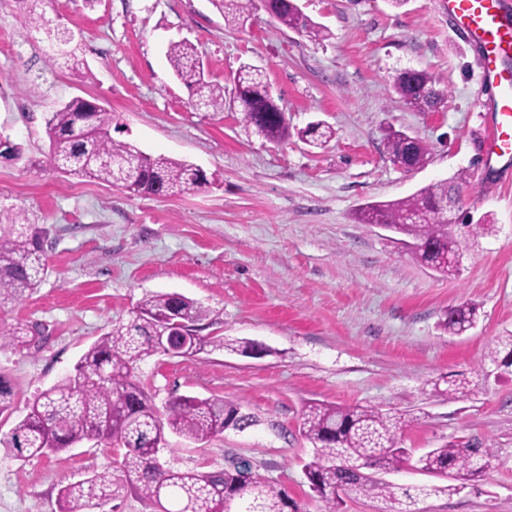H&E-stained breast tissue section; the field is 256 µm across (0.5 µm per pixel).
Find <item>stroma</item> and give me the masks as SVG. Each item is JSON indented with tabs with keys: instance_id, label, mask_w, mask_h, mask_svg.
Listing matches in <instances>:
<instances>
[{
	"instance_id": "stroma-1",
	"label": "stroma",
	"mask_w": 512,
	"mask_h": 512,
	"mask_svg": "<svg viewBox=\"0 0 512 512\" xmlns=\"http://www.w3.org/2000/svg\"><path fill=\"white\" fill-rule=\"evenodd\" d=\"M327 26L311 41L264 11L243 26L211 0H45L48 17L73 32L87 66L51 57L29 30L19 0H0V131L24 149L0 160V222L25 211L45 228L48 274L22 300L0 305V327L39 325L27 347L0 349L13 392L0 435L44 389L72 372L87 347L128 323L149 293L177 292L210 311L205 335L254 340L265 356L206 348L155 356L140 378L157 405L191 394L241 402L259 420L203 444L167 434L181 467L203 472L238 462L285 489L302 512H320L303 464L299 431L312 400L410 412L403 442L418 456L443 441L493 446L495 468L448 496L420 498L419 512H512V372L489 377L475 396L431 392L442 376H473L498 336L512 332V183L483 161L489 91L477 52L458 32L446 0H301ZM187 40L207 80L228 84L244 62L261 69L291 126L324 121L336 131L321 149L245 131L238 110L193 106L165 52ZM405 68L435 75L446 94L416 112L393 92ZM112 114L114 139L199 166L209 183L187 196H132L59 173L44 119L74 97ZM428 145L423 168L406 171L386 152L387 128ZM459 183L452 212L464 224L489 216L491 234L470 239L458 275L441 276L412 256L410 238L355 221L362 205L405 198L441 181ZM469 303L475 327L461 336L437 323ZM107 444L27 460H0V512H55L59 489L95 471L112 473L105 512H151L134 494Z\"/></svg>"
}]
</instances>
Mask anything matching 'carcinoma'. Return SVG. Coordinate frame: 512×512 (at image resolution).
<instances>
[{
    "instance_id": "cac0c4a2",
    "label": "carcinoma",
    "mask_w": 512,
    "mask_h": 512,
    "mask_svg": "<svg viewBox=\"0 0 512 512\" xmlns=\"http://www.w3.org/2000/svg\"><path fill=\"white\" fill-rule=\"evenodd\" d=\"M231 23L244 24L255 10V0H211ZM267 14L280 25L317 41L327 29L301 13L292 0H267ZM25 25L41 32L46 41L67 42L61 55L66 63L80 64L81 44L74 35L29 9ZM174 76L192 93L193 104L224 112L228 103L240 107L241 122L272 142L288 137V119L271 95L260 69L243 63L232 77V96L224 99V86L205 79L197 48L186 40L168 46L166 53ZM437 79L424 70L398 71L392 88L409 108L435 110L442 102ZM112 113L97 102L74 97L45 118L49 156L53 165L70 176L113 184L114 170L130 172L121 191L132 195L166 196L192 193L205 187L204 171L185 160L144 152L133 143L112 138ZM303 142L319 148L335 135L333 128L313 121L296 131ZM385 145L395 164L424 165L429 149L403 130L389 128ZM455 184L441 181L396 201L368 203L357 211L361 224H385L409 236L415 259L433 271L452 276L460 270L463 243L486 230L485 219L465 224V231L444 223V205ZM43 229L27 223L18 211L11 223L0 224V304L20 300L37 288L46 274L42 249ZM209 311L179 293H152L137 304L126 324L112 328L80 356L72 373L44 390L27 415L6 437H0V458H34L61 453L78 444L107 442L123 448L121 465L132 485L154 512H300L288 493L246 465L201 472L161 462L165 431L194 443L207 442L226 431H242L259 420L232 400L180 395L159 410L153 396L137 379L141 363L167 351L162 337L171 324L182 320L203 329ZM477 309L463 304L451 308L439 321L450 335H460L476 322ZM36 339L29 327L0 328V348L27 345ZM226 348L224 337L196 336L187 354L197 355L206 345ZM512 366V334L499 338L486 362L477 370L478 381L454 379L448 388L434 391L450 400L477 392L493 368ZM413 415H389L369 406L339 407L313 402L303 410L300 432L312 445V459L304 465L310 489L325 504L326 512H340L344 499L368 498L413 512L416 497L382 479V474L411 465V452L402 446V433ZM497 454L488 446L444 443L420 456L415 468L446 478L453 471L467 480L483 476L494 467ZM112 501V473L93 472L58 492L57 512H104Z\"/></svg>"
}]
</instances>
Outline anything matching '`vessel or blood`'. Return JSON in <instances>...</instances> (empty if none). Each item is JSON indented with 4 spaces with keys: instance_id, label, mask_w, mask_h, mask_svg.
Returning a JSON list of instances; mask_svg holds the SVG:
<instances>
[{
    "instance_id": "1",
    "label": "vessel or blood",
    "mask_w": 512,
    "mask_h": 512,
    "mask_svg": "<svg viewBox=\"0 0 512 512\" xmlns=\"http://www.w3.org/2000/svg\"><path fill=\"white\" fill-rule=\"evenodd\" d=\"M466 38L480 49L483 80L493 93L495 118L485 141L486 159L512 161V26L504 23L502 0H448Z\"/></svg>"
}]
</instances>
